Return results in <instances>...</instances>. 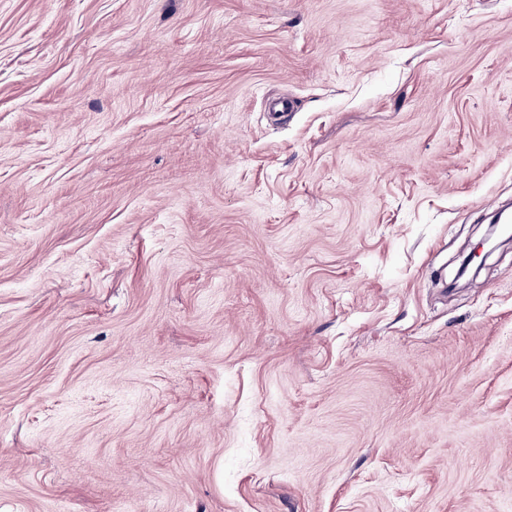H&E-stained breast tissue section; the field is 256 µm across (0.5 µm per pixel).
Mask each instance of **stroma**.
<instances>
[{
  "label": "stroma",
  "mask_w": 512,
  "mask_h": 512,
  "mask_svg": "<svg viewBox=\"0 0 512 512\" xmlns=\"http://www.w3.org/2000/svg\"><path fill=\"white\" fill-rule=\"evenodd\" d=\"M506 198L512 0H0V512H512Z\"/></svg>",
  "instance_id": "1"
}]
</instances>
